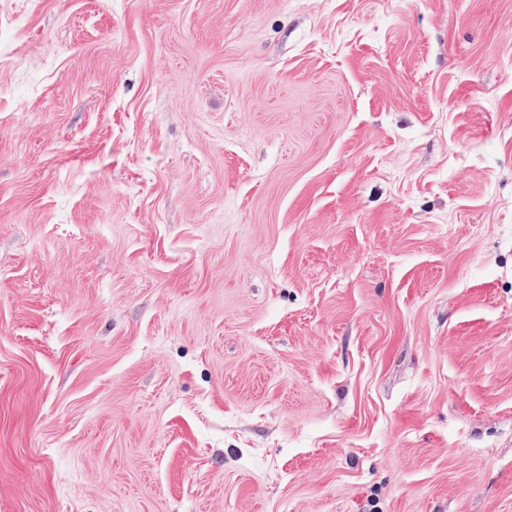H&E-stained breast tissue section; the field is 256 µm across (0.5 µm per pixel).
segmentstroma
<instances>
[{
  "mask_svg": "<svg viewBox=\"0 0 512 512\" xmlns=\"http://www.w3.org/2000/svg\"><path fill=\"white\" fill-rule=\"evenodd\" d=\"M0 512H512V0H0Z\"/></svg>",
  "mask_w": 512,
  "mask_h": 512,
  "instance_id": "1",
  "label": "stroma"
}]
</instances>
